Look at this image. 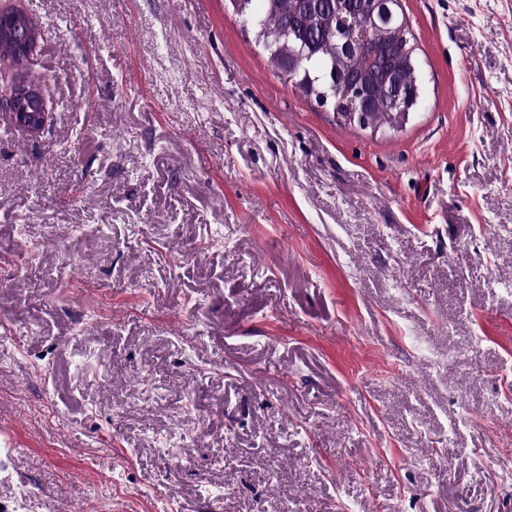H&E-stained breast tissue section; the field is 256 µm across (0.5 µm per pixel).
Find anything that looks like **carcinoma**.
Listing matches in <instances>:
<instances>
[{
	"instance_id": "carcinoma-1",
	"label": "carcinoma",
	"mask_w": 512,
	"mask_h": 512,
	"mask_svg": "<svg viewBox=\"0 0 512 512\" xmlns=\"http://www.w3.org/2000/svg\"><path fill=\"white\" fill-rule=\"evenodd\" d=\"M240 19L253 20L257 42L270 51V59L281 76L306 97L328 96L334 111L345 112L341 85L360 77L372 96H386L382 65L392 67L400 82L419 89L416 69L406 63L407 51L414 49L409 27L405 40H393L389 31L374 29L368 44L349 55L337 49L344 15L337 14L336 0H229ZM8 56L16 75H21L28 57L17 54L13 39L0 36V58Z\"/></svg>"
}]
</instances>
